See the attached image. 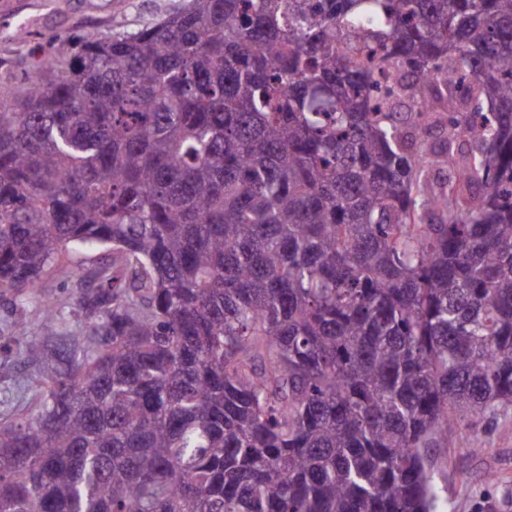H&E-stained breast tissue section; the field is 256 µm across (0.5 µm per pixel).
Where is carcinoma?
Returning <instances> with one entry per match:
<instances>
[{
  "label": "carcinoma",
  "instance_id": "1",
  "mask_svg": "<svg viewBox=\"0 0 512 512\" xmlns=\"http://www.w3.org/2000/svg\"><path fill=\"white\" fill-rule=\"evenodd\" d=\"M38 69L0 288L112 263L24 350L0 512H433L512 403V0H187Z\"/></svg>",
  "mask_w": 512,
  "mask_h": 512
}]
</instances>
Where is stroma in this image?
I'll return each mask as SVG.
<instances>
[{"instance_id": "1", "label": "stroma", "mask_w": 512, "mask_h": 512, "mask_svg": "<svg viewBox=\"0 0 512 512\" xmlns=\"http://www.w3.org/2000/svg\"><path fill=\"white\" fill-rule=\"evenodd\" d=\"M184 0H0V94L6 95L35 77L39 60L50 54L71 55L76 39L110 30H134L180 8ZM24 28L27 35L16 39ZM112 260L111 252L74 254L47 276L40 292L23 296L0 289V422L17 418L31 398L25 387L38 366L22 355L32 339L51 340L79 329L77 307L59 308L45 323L41 299L72 295L93 285L96 272ZM439 488L435 512H512V406L466 428L433 453Z\"/></svg>"}]
</instances>
